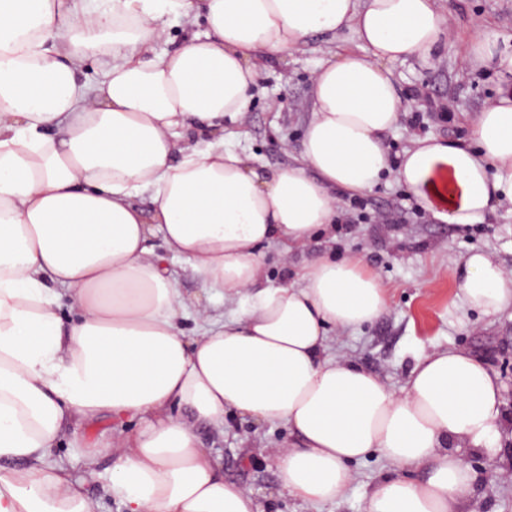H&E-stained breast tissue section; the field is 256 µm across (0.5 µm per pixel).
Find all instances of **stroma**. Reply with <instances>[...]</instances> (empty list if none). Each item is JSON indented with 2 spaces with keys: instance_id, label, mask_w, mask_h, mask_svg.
<instances>
[{
  "instance_id": "obj_1",
  "label": "stroma",
  "mask_w": 512,
  "mask_h": 512,
  "mask_svg": "<svg viewBox=\"0 0 512 512\" xmlns=\"http://www.w3.org/2000/svg\"><path fill=\"white\" fill-rule=\"evenodd\" d=\"M448 20L447 41L430 59L409 58L392 64L405 96L404 110L387 143L402 153L414 140L466 137L462 114L480 111L493 99L505 76L491 69L470 72L459 61L461 47L479 31L512 34V0H440ZM350 36L305 40L276 59L263 60L259 92L243 123L233 128L229 145L250 155L257 168H276L297 157L310 112L311 76L332 50L352 47ZM340 220L288 258L266 253L267 285L295 280L300 269L327 253L353 252L380 277L389 305L374 323L355 331H339L328 356L345 358L379 375L401 392L415 354L455 346L484 360L503 385L504 412L512 420V307L494 317L463 307L455 284L459 261L477 250L495 254L512 270V206L490 215L483 224H444L433 220L415 197L390 174L372 191L359 196L338 194ZM110 420L71 428L52 457L88 478L86 490L98 512H123L107 491L110 457L87 470L84 442L110 428ZM199 435L224 466L225 478L252 491L262 512H365L373 484L388 476L387 463L369 456L354 465L355 479L336 501L309 504L280 495L277 454L289 441L285 425L253 422L229 412L223 431L203 426ZM474 487L462 512H512V439L499 447L470 454Z\"/></svg>"
}]
</instances>
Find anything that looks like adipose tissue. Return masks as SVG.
Returning <instances> with one entry per match:
<instances>
[{"label": "adipose tissue", "instance_id": "obj_1", "mask_svg": "<svg viewBox=\"0 0 512 512\" xmlns=\"http://www.w3.org/2000/svg\"><path fill=\"white\" fill-rule=\"evenodd\" d=\"M166 16L184 24L172 51ZM343 30L356 47L314 71L299 159L257 170L224 132L248 112L260 60ZM446 35L438 0H0V512H95L48 453L106 418L136 427L88 443L85 460L111 456L125 512H261L198 434L223 430L229 409L295 435L282 494L336 500L376 453L393 473L367 512H460L474 482L463 449L495 447L507 427L498 375L436 350L394 393L326 354L330 331L388 308L363 257H319L277 288L260 260L335 225L337 192L392 172L448 224L512 204L510 88L467 118V141L429 137L391 159L404 103L389 65ZM87 61L100 81L82 79ZM460 61L512 74L495 33ZM171 256L201 293H182ZM456 287L484 315L512 306V271L488 252L465 257ZM226 297L240 304L228 318Z\"/></svg>", "mask_w": 512, "mask_h": 512}]
</instances>
